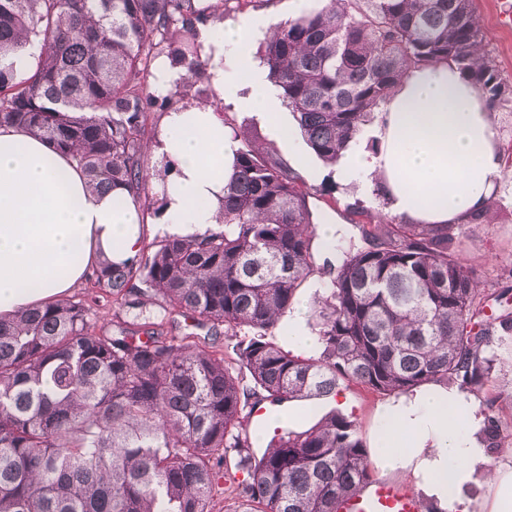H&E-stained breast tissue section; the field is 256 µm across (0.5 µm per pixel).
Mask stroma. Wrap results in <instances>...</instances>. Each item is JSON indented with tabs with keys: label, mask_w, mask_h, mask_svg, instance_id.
<instances>
[{
	"label": "stroma",
	"mask_w": 512,
	"mask_h": 512,
	"mask_svg": "<svg viewBox=\"0 0 512 512\" xmlns=\"http://www.w3.org/2000/svg\"><path fill=\"white\" fill-rule=\"evenodd\" d=\"M495 0H474L479 17L482 43L500 77L512 86V25L505 26L495 15ZM294 0H256L241 14L206 11L205 19L213 24L240 23L254 19L277 22L294 17ZM305 159L314 175L302 178L308 193L313 224H334L336 241L360 240L368 224H394L397 216L385 210L384 200L370 193L359 179H343L337 167L329 166L313 154ZM456 255L476 268L486 283L488 295L483 301L486 318L512 314V195L492 197L485 215L476 222L462 224L455 231ZM495 368L483 394L493 399L494 412L502 424H512V339L496 342L493 347ZM339 402L322 400L314 406L315 414L333 408L353 414L362 433L374 438L383 410L391 397L376 394L357 385L342 386ZM484 454L495 475L475 471L460 490L468 512H490L496 493L495 476L512 471V438L503 439L499 447L485 449Z\"/></svg>",
	"instance_id": "35a3bbf8"
}]
</instances>
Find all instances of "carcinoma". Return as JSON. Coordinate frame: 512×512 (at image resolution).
<instances>
[{
	"label": "carcinoma",
	"instance_id": "carcinoma-1",
	"mask_svg": "<svg viewBox=\"0 0 512 512\" xmlns=\"http://www.w3.org/2000/svg\"><path fill=\"white\" fill-rule=\"evenodd\" d=\"M198 0H0V126H17L70 157L87 187L148 193L150 121L179 96L145 82L156 43L181 26L173 64L197 74ZM36 65L9 57L30 40ZM262 61L306 144L333 164L411 68L445 62L485 104L508 95L485 54L473 0H328L275 23ZM237 142L222 221L102 264L91 292L0 318V512H338L377 481L376 451L333 409L287 425L256 455L244 410L265 401L336 399L344 383L383 396L450 382L480 395L495 332L485 284L452 250L456 224H371L362 243L316 242L299 178L224 119ZM328 277L315 300L320 351L275 341L298 290ZM161 300L162 312L149 310ZM112 322L96 326L100 310ZM137 309L132 320L120 317ZM209 324L169 335L174 316ZM235 338L234 358L217 349ZM248 375L251 385L242 383ZM486 401L479 438L503 426ZM243 478H236V474Z\"/></svg>",
	"mask_w": 512,
	"mask_h": 512
}]
</instances>
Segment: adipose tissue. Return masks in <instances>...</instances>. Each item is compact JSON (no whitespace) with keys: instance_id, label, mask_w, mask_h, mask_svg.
<instances>
[{"instance_id":"obj_1","label":"adipose tissue","mask_w":512,"mask_h":512,"mask_svg":"<svg viewBox=\"0 0 512 512\" xmlns=\"http://www.w3.org/2000/svg\"><path fill=\"white\" fill-rule=\"evenodd\" d=\"M266 30L261 20L197 26L218 100L254 112L286 142L282 101L251 50ZM377 136L376 153L346 154L340 173L379 188L389 210L409 223H462L484 214L501 189L494 117L448 64L402 78ZM235 150L214 107L183 102L164 114L153 144L155 158L172 167L156 221L162 233L217 224ZM143 240L142 209L126 191H90L67 156L20 128L0 127V316L68 293L99 261H123ZM474 413L469 396L442 388L390 406L376 435L383 468L413 467L449 512H467L458 491L485 463Z\"/></svg>"}]
</instances>
